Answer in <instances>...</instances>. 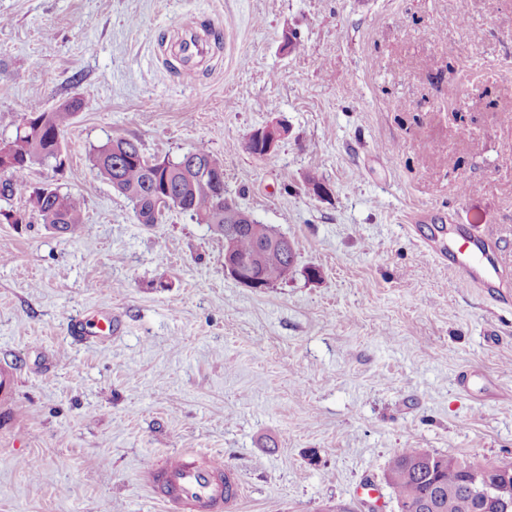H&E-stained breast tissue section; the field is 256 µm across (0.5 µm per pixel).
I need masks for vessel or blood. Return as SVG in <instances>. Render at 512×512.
<instances>
[{"label":"vessel or blood","mask_w":512,"mask_h":512,"mask_svg":"<svg viewBox=\"0 0 512 512\" xmlns=\"http://www.w3.org/2000/svg\"><path fill=\"white\" fill-rule=\"evenodd\" d=\"M177 47L179 55L189 62L206 52L205 42L190 29L179 35ZM494 244L491 236L464 232L449 235L444 241L435 237L426 241L437 257L447 258L454 285L483 289L508 276L498 264ZM227 470L218 458L181 452L151 467L148 485L165 512H225L229 505L224 497Z\"/></svg>","instance_id":"1"}]
</instances>
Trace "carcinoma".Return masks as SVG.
<instances>
[{"mask_svg": "<svg viewBox=\"0 0 512 512\" xmlns=\"http://www.w3.org/2000/svg\"><path fill=\"white\" fill-rule=\"evenodd\" d=\"M80 102L74 100L58 109L46 112L37 105L31 107L25 123L10 141L15 164L11 170L0 174V200L9 201L16 194L26 191L28 198L24 213L38 219L50 229L71 238H79L89 230L80 201L58 189L46 193L41 188L28 189L26 176L37 162L60 161L64 131L70 124ZM91 163L97 175L132 204L136 220L146 218L148 224H158L164 214L150 216L151 199L164 188H169L181 201L180 210L190 215L210 231L224 235V225L232 221L240 206L230 196L224 202L217 198L215 177L224 176L223 162L204 144H199L175 160L147 156L135 139L110 138L98 147ZM265 225L256 221L246 227L236 239V249L242 256L252 254L264 238ZM295 261V250L270 251L264 259L262 273L269 285L288 277L290 265ZM427 455L421 448H400L389 459L385 475L396 502L413 506L418 500L434 494L435 485L451 490L443 495L436 512H467L471 497L470 469L472 461L453 456H438L434 465V478H428L419 468V460ZM487 480L498 486L500 496L512 501V475L491 473Z\"/></svg>", "mask_w": 512, "mask_h": 512, "instance_id": "1", "label": "carcinoma"}]
</instances>
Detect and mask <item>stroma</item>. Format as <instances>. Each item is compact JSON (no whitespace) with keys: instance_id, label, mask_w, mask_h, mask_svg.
<instances>
[{"instance_id":"35a3bbf8","label":"stroma","mask_w":512,"mask_h":512,"mask_svg":"<svg viewBox=\"0 0 512 512\" xmlns=\"http://www.w3.org/2000/svg\"><path fill=\"white\" fill-rule=\"evenodd\" d=\"M73 100L63 168L27 181L89 234L0 224V512H164L144 473L179 452L224 459L233 512H398L401 448L512 462V306L451 287L412 223L492 234L512 270V0H0V141ZM111 137L206 144L294 271L248 288L207 225L138 223L89 162ZM178 54L187 61L186 66L197 57L206 53V44L197 33L191 29H185L178 37ZM287 135L288 130L285 127L267 125L254 130L249 135L247 146L255 155L266 157L274 151L279 142L285 139Z\"/></svg>"}]
</instances>
